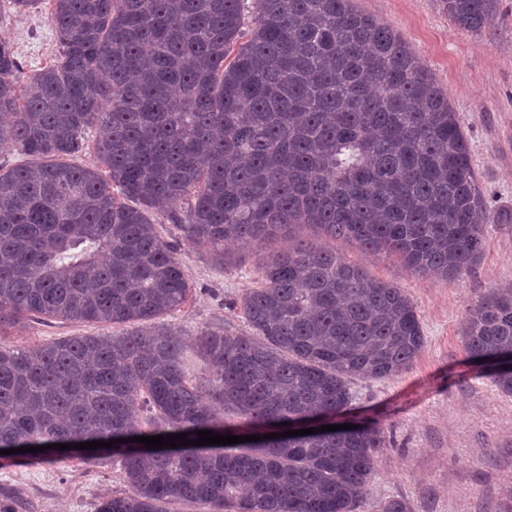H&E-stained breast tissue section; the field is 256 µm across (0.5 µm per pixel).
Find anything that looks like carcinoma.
Segmentation results:
<instances>
[{"label":"carcinoma","mask_w":512,"mask_h":512,"mask_svg":"<svg viewBox=\"0 0 512 512\" xmlns=\"http://www.w3.org/2000/svg\"><path fill=\"white\" fill-rule=\"evenodd\" d=\"M479 32L499 0H443ZM53 63L23 70L0 40V330L29 316L132 330L0 346V448L36 460L112 456L130 485L97 512H354L378 429L149 450L137 436L319 428L350 379L409 370L424 337L401 291L321 239L451 280L482 257L491 214L448 96L410 47L352 0H53ZM99 131L96 165H74ZM163 212L224 243L292 241L240 299L254 334L159 319L192 289ZM307 228L315 239H295ZM467 357L512 395V287L470 308ZM203 360L190 379L185 357Z\"/></svg>","instance_id":"cac0c4a2"}]
</instances>
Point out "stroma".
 Instances as JSON below:
<instances>
[{
    "mask_svg": "<svg viewBox=\"0 0 512 512\" xmlns=\"http://www.w3.org/2000/svg\"><path fill=\"white\" fill-rule=\"evenodd\" d=\"M356 9L390 26L447 93L468 139L478 187L493 217L484 252L451 281L408 272L394 256H372L333 241L337 252L412 301L424 336L413 367L387 379H351L347 420L378 427L375 473L354 512H382L397 500L406 512H512V396L466 359L461 336L468 310L493 289L512 284V0L479 33L459 29L442 0H354ZM0 39L10 41L25 70L52 60L58 41L45 12L9 14ZM163 240L193 289V302L165 317L188 336L204 326L247 336L239 306L256 287L272 249L188 239L163 214ZM110 326L33 318L0 336L8 346L37 345L73 336L110 333ZM119 465L32 462L0 458V500L18 497L25 512H96L101 497L128 492Z\"/></svg>",
    "mask_w": 512,
    "mask_h": 512,
    "instance_id": "stroma-1",
    "label": "stroma"
}]
</instances>
